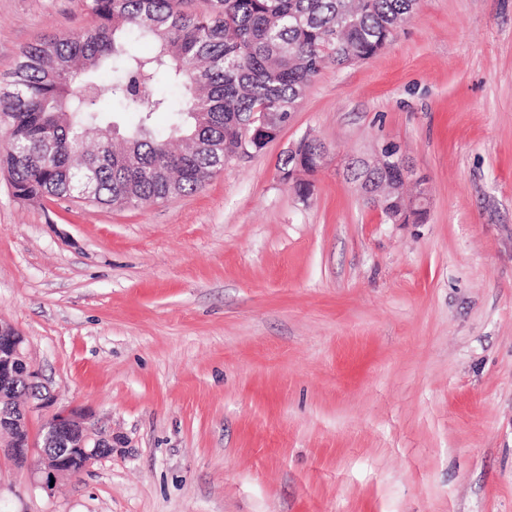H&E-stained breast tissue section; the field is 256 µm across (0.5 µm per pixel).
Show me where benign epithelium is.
Here are the masks:
<instances>
[{
	"label": "benign epithelium",
	"instance_id": "obj_1",
	"mask_svg": "<svg viewBox=\"0 0 512 512\" xmlns=\"http://www.w3.org/2000/svg\"><path fill=\"white\" fill-rule=\"evenodd\" d=\"M328 149L320 141L304 140L298 146L288 149V171L281 176L288 183L305 193L308 183L305 175H312L319 169L327 157ZM375 168L391 169L397 172L396 180L375 181L370 172ZM352 180L356 183L362 198L378 208L380 202L387 196L401 191L413 172L399 151L385 146L377 155V161L368 158H354L348 164ZM428 192L424 187L419 188L409 199L405 200L400 212L388 216L393 224H402L406 216L412 212H427ZM25 337L10 325L0 324V383L7 386L18 379L35 383L39 379L38 372L27 357L22 355ZM61 440L73 441V447L63 448L57 453L48 454L40 447ZM18 447L11 449L13 455L28 458L33 449H39V458L34 473L39 475L37 484L50 489L51 479H57L72 472L71 459L77 455L84 467H89L96 461L112 455V432L94 424V415L76 407H67L54 411L46 417L40 427L38 439H16Z\"/></svg>",
	"mask_w": 512,
	"mask_h": 512
}]
</instances>
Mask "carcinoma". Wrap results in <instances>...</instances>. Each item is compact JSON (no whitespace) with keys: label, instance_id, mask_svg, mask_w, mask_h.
<instances>
[{"label":"carcinoma","instance_id":"1","mask_svg":"<svg viewBox=\"0 0 512 512\" xmlns=\"http://www.w3.org/2000/svg\"><path fill=\"white\" fill-rule=\"evenodd\" d=\"M416 0H86L91 22L24 46L0 82V167L22 199L137 208L203 187L243 137L258 152L327 64L369 59ZM153 44L149 53L137 42ZM139 113L121 144L104 113ZM156 112L172 114L165 134ZM99 130L95 150L84 133ZM22 382L4 389L36 400Z\"/></svg>","mask_w":512,"mask_h":512}]
</instances>
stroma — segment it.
I'll use <instances>...</instances> for the list:
<instances>
[{
    "label": "stroma",
    "instance_id": "obj_1",
    "mask_svg": "<svg viewBox=\"0 0 512 512\" xmlns=\"http://www.w3.org/2000/svg\"><path fill=\"white\" fill-rule=\"evenodd\" d=\"M83 0H0V76ZM330 153L300 195L277 164ZM400 147L391 224L345 165ZM112 455L0 512H512V0H419L321 70L278 137L141 209L23 200L0 174V323ZM428 210V192L423 186L415 192L410 199H405L404 207L397 214L388 216V219L392 224H405L406 216H409L411 212H424Z\"/></svg>",
    "mask_w": 512,
    "mask_h": 512
}]
</instances>
